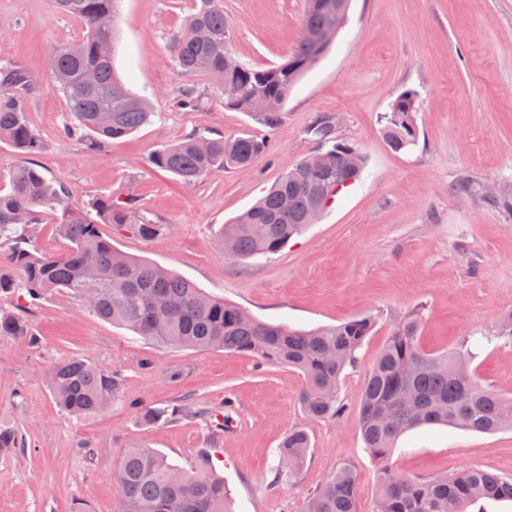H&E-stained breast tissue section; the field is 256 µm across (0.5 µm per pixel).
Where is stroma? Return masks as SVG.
Listing matches in <instances>:
<instances>
[{
    "instance_id": "obj_1",
    "label": "stroma",
    "mask_w": 512,
    "mask_h": 512,
    "mask_svg": "<svg viewBox=\"0 0 512 512\" xmlns=\"http://www.w3.org/2000/svg\"><path fill=\"white\" fill-rule=\"evenodd\" d=\"M195 6L196 0H120L114 67L155 117L90 155L85 134L65 136L71 113L49 79L52 49L82 39L83 24L60 14L54 0H0V66L19 65L34 79L27 117L41 141L33 155L0 141V189H8L11 168L31 162L64 186L74 205L89 206L104 194L133 197L168 229L142 240L100 225L114 248L173 270L261 321L314 329L372 317L358 367L341 378L347 412L337 421L309 419L298 402L303 378L287 367L249 354L159 345L68 296L50 295L24 311L33 337L0 336V428L23 441L0 451V512H120L114 473L136 446L192 470L204 449H220L218 473L233 512H305L310 494L347 464L357 474L360 512H373L380 464L361 438L359 397L396 318L421 312L419 344L436 354L460 348L465 337L494 334L512 311V0H352L345 26L293 88L272 130L225 109L209 76L176 70L169 38ZM223 7L234 56L268 66L295 49L307 2L223 0ZM187 83L202 97L193 110L176 104ZM407 89L419 94L417 143L395 153L385 144L381 117ZM327 119L336 140L365 155L360 179L279 253L225 257L223 225L287 166L318 150L312 128ZM192 133L251 135L264 149L249 165L188 185L150 156ZM463 182L468 191L460 190ZM490 188L498 202L486 201ZM74 355L115 371L121 383L120 400L83 419L61 411L45 375L51 362ZM470 369L486 387L512 396V344L478 346ZM228 396L237 404L235 424L219 435L196 419L146 424L128 405L137 399L157 408L199 404L219 411ZM295 427L310 437L305 463L288 482L271 484L277 448ZM390 464L418 478L466 466L510 474L512 430H412L399 439Z\"/></svg>"
}]
</instances>
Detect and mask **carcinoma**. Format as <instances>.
Instances as JSON below:
<instances>
[{"mask_svg":"<svg viewBox=\"0 0 512 512\" xmlns=\"http://www.w3.org/2000/svg\"><path fill=\"white\" fill-rule=\"evenodd\" d=\"M59 12L82 20L86 35L77 43L53 49L50 74L64 94L73 118L65 129L86 130V149L96 152L151 122L148 100L133 93L115 74V0H55ZM336 26V13L308 0L302 36L283 62L254 67L236 60L229 48L231 22L224 9L198 0L184 29L169 40L180 73L207 74L220 86L233 85L236 95L224 107L247 112L269 129L283 119L288 95L325 54L324 34ZM30 76L18 67H0V141L27 154L41 147L27 120ZM417 92L405 90L383 116L389 149L405 152L416 142ZM263 142L252 136L206 137L190 134L155 151L150 161L193 184L217 169L252 163ZM354 146L337 142L320 151L315 167L301 160L285 169L254 206L224 225L220 243L225 255L246 260L280 252L288 241L313 224L336 196V181L352 183L363 167L353 169ZM94 213H89V210ZM91 209L69 203V192L36 167L21 165L9 175V190L0 191V297L22 288L32 299L66 294L96 316L123 326L160 345L196 350L223 349L250 354L271 365L298 371L305 384L299 394L304 413L314 420H338L345 410L339 398L341 375L359 363L358 352L374 322L357 317L339 325L304 331L265 323L243 308L204 292L193 282L160 266L127 256L103 238L98 224L113 234L153 239L167 231L137 210L134 198L108 195ZM47 213L57 216V235L64 249L53 255L36 247V229ZM22 272L18 281L5 272ZM417 312L397 319L389 339L369 369L360 394L359 425L369 453L382 464L374 512H483L485 500H512V474L478 467L431 478H411L388 464L398 439L425 426H453L479 433L512 429V397L483 386L469 372L471 352L433 355L419 345ZM29 323L14 310L0 307V336H30ZM486 340L512 343V312L500 319ZM52 395L75 418L96 415L119 393V378L91 361L73 356L47 369ZM140 420L176 423L212 419L205 406L181 404L153 408L132 400ZM310 439L303 428L288 431L279 448L272 482L293 478L303 465ZM115 478L121 490V512H226L224 479L213 469L190 473L148 447L129 449ZM306 512H358L356 477L348 466L323 482L308 500Z\"/></svg>","mask_w":512,"mask_h":512,"instance_id":"obj_1","label":"carcinoma"}]
</instances>
